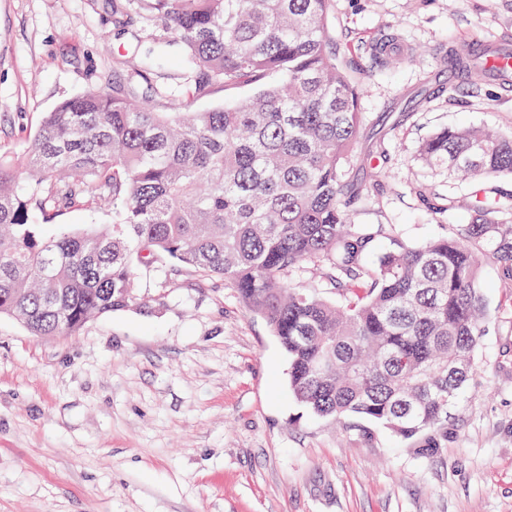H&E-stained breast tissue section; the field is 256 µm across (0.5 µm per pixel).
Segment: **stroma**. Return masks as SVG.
<instances>
[{
	"mask_svg": "<svg viewBox=\"0 0 512 512\" xmlns=\"http://www.w3.org/2000/svg\"><path fill=\"white\" fill-rule=\"evenodd\" d=\"M330 24L366 86L349 175L374 192L354 223L399 224L414 243L469 223L471 184L417 149L445 126L512 133V84L449 60L465 41L512 38V0H334ZM145 51L114 29L112 0H0V149L21 152L59 101L111 88ZM423 186L456 209L436 213ZM134 282L142 304L72 335L0 317V512H512V286L498 263L482 266L473 386L435 458L302 406L287 354L230 284L140 266Z\"/></svg>",
	"mask_w": 512,
	"mask_h": 512,
	"instance_id": "stroma-1",
	"label": "stroma"
}]
</instances>
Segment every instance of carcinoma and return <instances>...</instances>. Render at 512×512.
Listing matches in <instances>:
<instances>
[{"label":"carcinoma","mask_w":512,"mask_h":512,"mask_svg":"<svg viewBox=\"0 0 512 512\" xmlns=\"http://www.w3.org/2000/svg\"><path fill=\"white\" fill-rule=\"evenodd\" d=\"M333 0H122L158 47L179 45L186 92L148 81L61 101L21 154H0V315L70 335L142 303L133 265L229 283L288 354L311 413L381 424L433 457L475 374L483 263L512 284V197L474 189V217L419 244L397 224H354L346 164L361 84L338 63ZM220 84L254 92L196 110ZM418 158L454 178L512 176V135L443 127ZM112 201V223L51 234L32 213ZM343 292L333 302L327 289Z\"/></svg>","instance_id":"1"}]
</instances>
